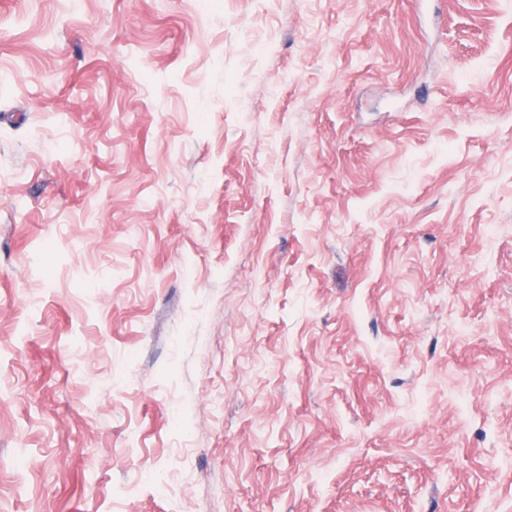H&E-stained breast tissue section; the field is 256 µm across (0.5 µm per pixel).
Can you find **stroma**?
Wrapping results in <instances>:
<instances>
[{
  "label": "stroma",
  "mask_w": 512,
  "mask_h": 512,
  "mask_svg": "<svg viewBox=\"0 0 512 512\" xmlns=\"http://www.w3.org/2000/svg\"><path fill=\"white\" fill-rule=\"evenodd\" d=\"M0 512H512V0H0Z\"/></svg>",
  "instance_id": "35a3bbf8"
}]
</instances>
